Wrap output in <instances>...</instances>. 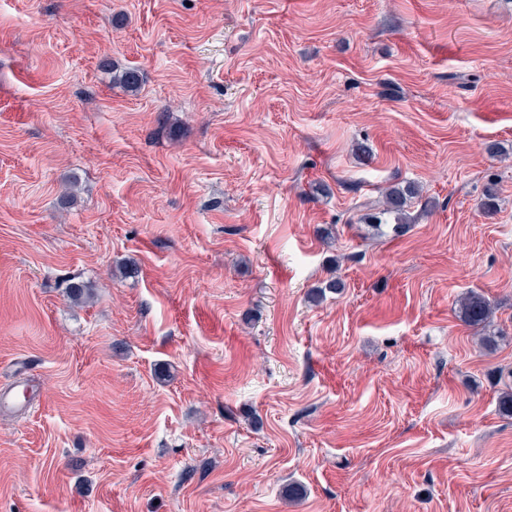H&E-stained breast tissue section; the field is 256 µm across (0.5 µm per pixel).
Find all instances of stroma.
Returning a JSON list of instances; mask_svg holds the SVG:
<instances>
[{"instance_id":"1","label":"stroma","mask_w":512,"mask_h":512,"mask_svg":"<svg viewBox=\"0 0 512 512\" xmlns=\"http://www.w3.org/2000/svg\"><path fill=\"white\" fill-rule=\"evenodd\" d=\"M18 385L0 512H512V0H0ZM422 191L418 184L407 182L404 186L400 183L388 187L384 194L383 209L378 213L380 216L371 215L376 224H383L381 215L392 217L394 222L393 230L396 235L404 233L409 228L408 207L412 199L422 200ZM369 217V218H370ZM460 313L465 322L479 326L491 318L492 303L484 295L472 291L461 299Z\"/></svg>"}]
</instances>
